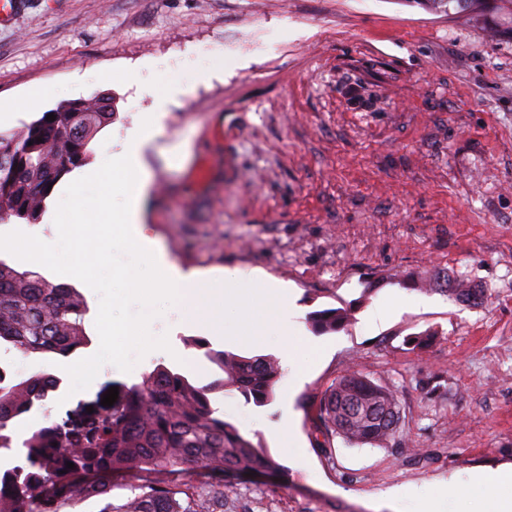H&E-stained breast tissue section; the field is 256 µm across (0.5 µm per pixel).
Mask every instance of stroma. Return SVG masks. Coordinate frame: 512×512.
<instances>
[{
    "instance_id": "stroma-1",
    "label": "stroma",
    "mask_w": 512,
    "mask_h": 512,
    "mask_svg": "<svg viewBox=\"0 0 512 512\" xmlns=\"http://www.w3.org/2000/svg\"><path fill=\"white\" fill-rule=\"evenodd\" d=\"M434 13L415 0H19L0 27V132L42 110L106 93L114 115L74 176L122 156L150 117L156 77L189 82L141 161L145 232L182 273L265 275L298 294V335L260 343L186 319L188 297L151 323L157 350L136 374L103 369L62 382L13 430L24 435L163 364L205 384L203 350L281 357L264 406L238 392L212 405L285 470L287 488L247 484L224 512H408L396 490L442 489V512L479 498L471 477L512 465V18ZM41 110V111H42ZM447 269L487 288L473 308L406 286ZM354 305L349 325L316 335L313 312ZM383 308L377 325L367 312ZM434 329L423 353L405 336ZM356 367L397 390L408 441L396 449L317 441L322 392ZM292 415L295 448L280 430Z\"/></svg>"
}]
</instances>
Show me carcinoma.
Returning a JSON list of instances; mask_svg holds the SVG:
<instances>
[{
  "label": "carcinoma",
  "instance_id": "1",
  "mask_svg": "<svg viewBox=\"0 0 512 512\" xmlns=\"http://www.w3.org/2000/svg\"><path fill=\"white\" fill-rule=\"evenodd\" d=\"M426 9L467 13L479 0H417ZM107 96L67 102L26 124L17 134L0 133V220L36 222L57 184L86 160L95 135L112 122ZM453 296L469 306L484 302L485 289L472 280L438 270L426 281L411 280ZM81 294L36 272L19 271L0 259V345L25 356L67 357L90 343ZM353 308H327L311 315L315 333L345 328ZM435 333L407 336L410 350L429 347ZM221 370L220 383L198 385L160 364L142 380L118 385L113 406L96 403L64 418L51 419L21 441L14 465L0 468V512H77L84 501L100 512H224V493L242 482H285L283 468L262 448L217 414L211 394L220 387L238 391L263 406L273 400L282 378L277 359L208 351ZM60 379L35 373L5 377L0 368V450L16 441L12 424L45 401ZM320 450L333 439L387 448L404 438L399 397L390 386L352 369L331 383L319 401ZM74 468H67V463ZM131 495L114 502L112 492Z\"/></svg>",
  "mask_w": 512,
  "mask_h": 512
}]
</instances>
